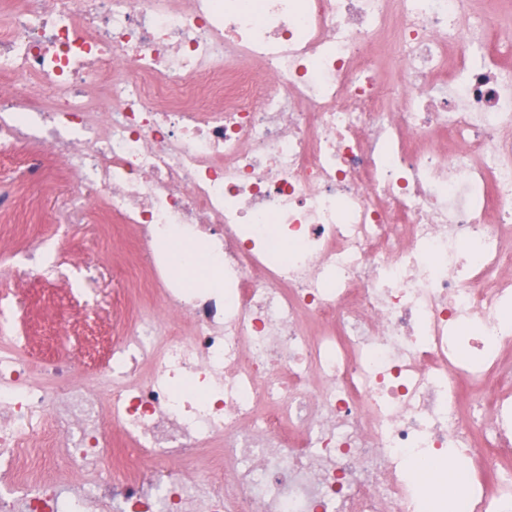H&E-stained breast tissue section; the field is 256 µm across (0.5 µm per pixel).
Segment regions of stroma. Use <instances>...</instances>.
Segmentation results:
<instances>
[{
  "mask_svg": "<svg viewBox=\"0 0 512 512\" xmlns=\"http://www.w3.org/2000/svg\"><path fill=\"white\" fill-rule=\"evenodd\" d=\"M38 159L55 170L43 185L29 180L19 159L0 157V197L6 201L0 207V274L6 277L10 294L24 305L12 332H0V348L9 346L12 335L27 337L28 360L33 364L46 347L50 325L58 315L78 325L91 323L100 336L109 339L162 309L157 292L123 273L125 267L146 264V255L135 248L131 231L119 224L99 223L100 201L76 207L72 177L55 169L50 153H39ZM61 224L75 226L76 236H58L56 229ZM105 235L111 236L112 246L103 251L97 243ZM37 237L56 242L60 274L55 280L39 279L18 262L21 252Z\"/></svg>",
  "mask_w": 512,
  "mask_h": 512,
  "instance_id": "1",
  "label": "stroma"
}]
</instances>
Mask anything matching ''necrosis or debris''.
<instances>
[{
  "instance_id": "necrosis-or-debris-1",
  "label": "necrosis or debris",
  "mask_w": 512,
  "mask_h": 512,
  "mask_svg": "<svg viewBox=\"0 0 512 512\" xmlns=\"http://www.w3.org/2000/svg\"><path fill=\"white\" fill-rule=\"evenodd\" d=\"M0 77V150L61 158L192 324L45 385L1 354L0 512H448L450 458L461 512H512L499 0H11ZM219 441L209 483L168 468Z\"/></svg>"
}]
</instances>
